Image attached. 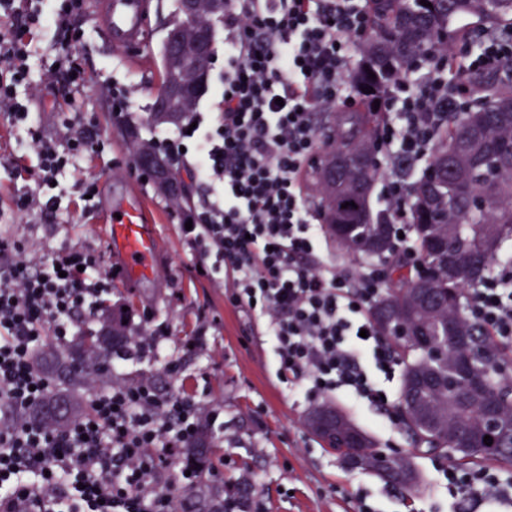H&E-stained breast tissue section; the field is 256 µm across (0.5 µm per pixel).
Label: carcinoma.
<instances>
[{
  "label": "carcinoma",
  "mask_w": 512,
  "mask_h": 512,
  "mask_svg": "<svg viewBox=\"0 0 512 512\" xmlns=\"http://www.w3.org/2000/svg\"><path fill=\"white\" fill-rule=\"evenodd\" d=\"M372 35L360 47L361 62L353 80L362 89L360 100L352 110L338 109L334 113L332 136L324 141L322 154L313 166L320 169L325 160L350 152L361 144L374 148V137L382 119V111L374 110V101L383 97L389 85L405 74L411 61L417 56L435 52L448 46L447 33L453 22L461 16H475L480 20L490 19L489 25L512 30V0H434L432 6H423L420 0H386L382 12L370 11ZM376 78H369V73ZM471 98L479 101L486 112L494 113L486 134L468 145L469 160L458 169L453 160L460 127L466 113L453 116L439 113L441 125L431 149L430 158L419 177H414V164L400 160L396 169L409 179L412 205L409 207L408 223L413 232L415 258L409 260L397 253L395 225L386 224L372 216L371 199L368 196L354 199L364 211L362 224L337 227L327 225L331 237L342 251L353 259L383 258L389 268L388 288L376 300L373 317L384 338L390 342L404 360L401 395L411 390L413 377L424 374L432 383L415 391L414 396L438 421L440 430L430 437L411 407L403 412L402 424L413 441L436 451L448 444V434L456 424L466 426L473 437V447L483 444L484 398L467 396L469 385L465 378L455 374L454 367L463 357L474 358L483 369L487 380V396L499 402L500 438L495 441L499 451L490 455H479L463 451L454 458L460 464L493 460L501 466L512 467V372L503 375V370L512 365V345L501 344L484 332L475 323L466 319L464 299L467 283L450 285L445 279L435 277L444 258L433 246L435 236L453 226L457 235V253L461 260L477 266V273L468 283L481 278L494 265L500 244L512 237L504 226L512 225V109L504 112L502 106L512 103V78L502 79L484 76L470 81ZM374 89L372 93L364 88ZM448 164V177L437 183L435 195L439 200L440 221L437 224L420 223V190L430 172ZM463 180L472 194L487 198L488 205L480 218L473 217L467 209V199L457 193V181ZM433 276L431 292L440 299L444 307L434 315L426 317L424 324L428 340L439 344L447 352L446 364L430 362L425 350L408 342L396 340L398 322L385 320L381 311L391 309L400 314L410 298V281L415 271ZM454 325L468 333V343L461 345L450 337L448 325ZM118 333L109 353L122 350L129 344L128 327L119 321L105 323ZM102 331L85 332L62 343L50 346L39 357V365L50 379L44 406L58 401V395L68 398L72 416L78 417L83 407L76 397L89 377L94 376L108 382V361L99 356ZM80 352L84 362L92 365L91 372L72 368L71 358ZM328 446L336 449L341 457L353 451L362 456L361 469L372 473L395 487L411 490L400 473L381 475L375 465L370 448L343 449L341 440H331ZM211 452V436L200 428L192 445L183 449L182 461L197 469L196 482L192 487L197 512H224V480L208 467Z\"/></svg>",
  "instance_id": "1"
}]
</instances>
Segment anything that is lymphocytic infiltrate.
<instances>
[{
  "label": "lymphocytic infiltrate",
  "instance_id": "obj_1",
  "mask_svg": "<svg viewBox=\"0 0 512 512\" xmlns=\"http://www.w3.org/2000/svg\"><path fill=\"white\" fill-rule=\"evenodd\" d=\"M365 0H225L224 84L213 116L197 112L194 128L153 137L176 157L204 193L181 204L188 245L222 262L230 300L263 321L276 353V373L289 389L306 383L323 394L382 404L377 374L393 378L400 362L372 316L387 286L382 262L347 273L323 260L324 227L312 209L304 173L320 140L312 110L348 105L357 43L370 28ZM87 0H0V118L24 127L37 178L14 197L16 216L45 219L58 207L52 183L87 154L104 149L99 131L65 118L44 136L33 99L62 109L82 97L90 76L82 65L77 20ZM48 23L43 77L33 96L28 38ZM459 48L422 56L381 102L379 136L388 164L379 174V211L404 224L408 181L396 159L427 157L439 121L436 102L465 107L456 67L481 77L512 62V36H496L461 20ZM120 276L92 252L62 246L30 252L0 237V507L25 495L43 512H176L181 501V450L196 438L213 407L161 394L146 377L126 379L125 358L113 359L110 386L89 395L85 412L62 427L34 420L48 382L35 363L47 343L93 324L100 300ZM467 316L497 341L512 344V263L468 292ZM448 491L512 507V477L494 469L449 467Z\"/></svg>",
  "mask_w": 512,
  "mask_h": 512
}]
</instances>
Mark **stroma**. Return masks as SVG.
Here are the masks:
<instances>
[{"mask_svg":"<svg viewBox=\"0 0 512 512\" xmlns=\"http://www.w3.org/2000/svg\"><path fill=\"white\" fill-rule=\"evenodd\" d=\"M174 0H153L142 45L113 48L94 11L80 21L86 51L83 66L92 78L86 94L72 108L85 123L96 125L107 144L103 154L83 156L78 169L59 179L58 210L39 224L17 218L0 222V236L19 241L25 249L43 251L66 243L105 253L97 219L126 205L143 206L146 230L160 242L162 253L151 275L134 288L115 284L106 303L114 311L128 310L143 327L165 331L168 355L178 367L170 375L162 365L130 361V375L150 373L162 381L164 393L185 390L221 413L223 427L215 437L217 453L211 464L226 486L245 485L249 501L260 512H498L496 506L473 498L459 500L448 493L444 473L449 461L418 449L401 424L400 382L384 388L388 409L363 401L350 402L336 394L332 403L365 430L376 447L407 455L421 475V487L410 494L375 475L347 468L335 451L323 447L305 426L316 395L296 394L275 373L274 346L263 323L233 305L225 289V272L215 258L192 249L180 230V216L152 180L135 164L126 129L140 137L164 133L149 108L161 84V46ZM110 80L131 100L123 122L112 118V101L99 84ZM96 181L99 193L92 204L81 198L79 180ZM207 274H200L199 266ZM198 337L201 346L183 350Z\"/></svg>","mask_w":512,"mask_h":512,"instance_id":"35a3bbf8","label":"stroma"}]
</instances>
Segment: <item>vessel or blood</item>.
Returning <instances> with one entry per match:
<instances>
[{
    "label": "vessel or blood",
    "mask_w": 512,
    "mask_h": 512,
    "mask_svg": "<svg viewBox=\"0 0 512 512\" xmlns=\"http://www.w3.org/2000/svg\"><path fill=\"white\" fill-rule=\"evenodd\" d=\"M92 6L100 10L113 46L126 48L143 43L147 29L146 0H92ZM144 218L140 208L131 207L117 215L105 214L101 220L102 236L130 285L150 271L159 249L157 240L145 231Z\"/></svg>",
    "instance_id": "obj_1"
}]
</instances>
